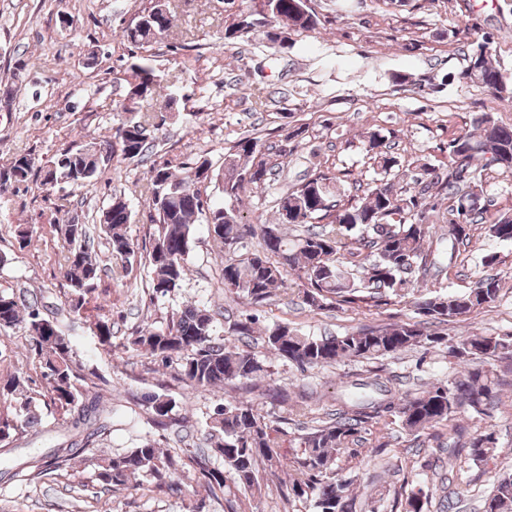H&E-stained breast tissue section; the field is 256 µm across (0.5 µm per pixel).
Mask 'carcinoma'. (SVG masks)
Returning a JSON list of instances; mask_svg holds the SVG:
<instances>
[{"mask_svg":"<svg viewBox=\"0 0 512 512\" xmlns=\"http://www.w3.org/2000/svg\"><path fill=\"white\" fill-rule=\"evenodd\" d=\"M243 6L224 23V43L249 38V26L256 14H265L266 26L283 43L288 34L315 30L320 19L307 0H241ZM175 12L168 0H149L136 21L123 31L124 38L139 49H147L172 26ZM489 43L469 56L459 79L492 88L503 100L512 99V87L487 51ZM130 79L116 103L118 125L112 140L100 143L104 154L85 161L81 146L63 150L44 166L43 184L55 185L67 176L83 187L98 180L115 156L143 160L155 147L153 124L141 115L142 100L161 93V77L144 59L129 66ZM475 132L461 134L448 142L446 151L452 165L448 176H439L429 164L411 178L404 189L393 182L377 184L346 202L335 199L340 177L327 171L309 175L300 184L280 194L273 216H254L242 221V196L263 191L274 180L277 158H288L294 132L286 133L281 145L271 152L259 138L242 135L234 142L224 166L212 168L197 162L181 175L167 166H152L148 191L152 210V247L144 256L152 292L160 297L181 287L188 271V259L196 224L207 225L213 245L221 258L224 293L236 296L252 307H262L284 287L289 274L300 282L303 302L312 310L344 304L386 302L415 295L419 279L427 277L438 262V255L425 247L430 237L429 212L437 204L427 203L437 185L445 191L448 205V239L451 244L469 241L472 225L482 219L480 200L483 172L495 166L512 173V127L495 122L483 112L474 119ZM382 139L373 132L365 136L363 149L383 170L394 166L395 158L381 150ZM29 153L15 155L0 167V194L11 186L25 183L32 173ZM214 185L221 194L215 200L204 193ZM133 211L121 197H114L101 209L100 231L112 254L123 264L131 262L137 246L127 235ZM302 232L288 238V226ZM64 241L60 270L68 288L70 309L80 311L95 288L100 268L91 249V229L65 212L54 220ZM490 236L512 242V216L500 215L488 227ZM501 280L495 276L478 281L462 294H433L414 301L417 314L429 323H447L453 318L494 303L500 296ZM42 301L15 294L0 293V329L21 326L27 333L30 351L38 360L47 381L50 402L63 410L65 433L49 451L25 462L24 469L38 476L51 465L80 458L95 447L99 438L112 429V408L96 391L72 360L70 342L57 317L41 312ZM258 324L248 315L229 327L233 336H251ZM263 342L270 354L294 363L298 368L324 367L343 360H370L417 347L434 348L445 337L427 330L420 322L363 327L332 336H310L288 329L286 324L267 327ZM136 355H150L166 366L179 361L180 377L190 386L221 388L234 382L255 381L269 373L266 360L255 352L229 346L216 336L211 311L185 304L164 326L146 324L131 338ZM448 353L465 363V368L448 380H438L418 393L402 394L383 370L357 374L347 382L354 389L348 397L336 400V409L325 420L292 437L290 443L301 449L295 457L302 478L294 480L288 495L313 496L319 512H357L351 481L336 478V461L368 425L390 417L401 419L410 432L446 426L463 410L486 414L497 397L499 380L492 363L512 367V339L493 335L467 336L448 346ZM322 395L310 389L295 402L300 411H313ZM130 404L144 412V422L154 427L182 426L185 419L176 413L170 395L156 392L133 393ZM34 397L26 398L23 413L13 419H0V451L9 452L23 437L51 432L32 410ZM273 421L258 414L247 400L224 404L212 416L208 441L210 456L223 461L227 470L212 467L209 460L186 449L166 453L152 439L116 457L105 460L99 479L114 492L128 488L136 476L148 475L157 486H170L179 473L191 467L198 471L211 491L224 488V472L245 490L258 488L261 465L283 467ZM491 433L478 434L464 444L475 463L488 459L494 449ZM484 512H512V477L502 479L487 495Z\"/></svg>","mask_w":512,"mask_h":512,"instance_id":"cac0c4a2","label":"carcinoma"}]
</instances>
